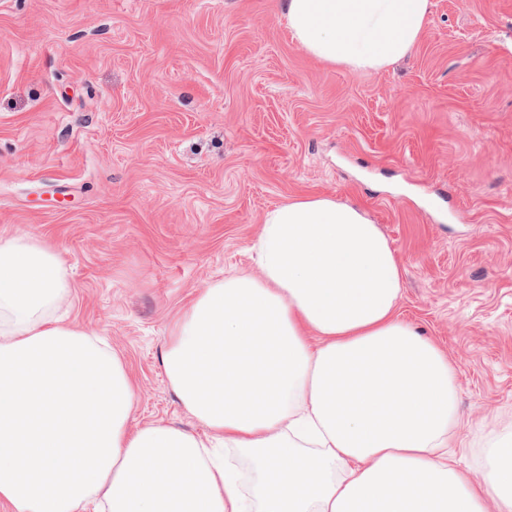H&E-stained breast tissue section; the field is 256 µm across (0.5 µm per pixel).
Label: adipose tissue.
Listing matches in <instances>:
<instances>
[{
    "label": "adipose tissue",
    "mask_w": 512,
    "mask_h": 512,
    "mask_svg": "<svg viewBox=\"0 0 512 512\" xmlns=\"http://www.w3.org/2000/svg\"><path fill=\"white\" fill-rule=\"evenodd\" d=\"M430 0H283L311 56L368 74L406 58ZM259 276L203 289L166 378L205 434L128 426L134 389L95 334L55 318L60 250L0 236V502L10 512H512V435L481 484L448 455L456 371L397 313L402 272L357 206L268 211Z\"/></svg>",
    "instance_id": "ef3b65f1"
}]
</instances>
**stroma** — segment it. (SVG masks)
Instances as JSON below:
<instances>
[{"instance_id": "obj_1", "label": "stroma", "mask_w": 512, "mask_h": 512, "mask_svg": "<svg viewBox=\"0 0 512 512\" xmlns=\"http://www.w3.org/2000/svg\"><path fill=\"white\" fill-rule=\"evenodd\" d=\"M431 2L412 54L361 75L302 49L281 0H0V235L60 247L131 427L203 433L171 329L259 275L268 209L325 195L378 224L400 319L456 369L458 467L512 431V0Z\"/></svg>"}]
</instances>
